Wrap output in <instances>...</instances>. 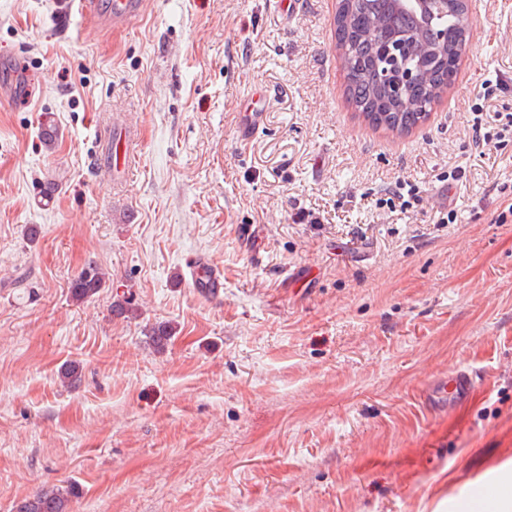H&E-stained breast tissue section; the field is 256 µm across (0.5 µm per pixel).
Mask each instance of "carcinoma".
I'll use <instances>...</instances> for the list:
<instances>
[{"label":"carcinoma","instance_id":"obj_1","mask_svg":"<svg viewBox=\"0 0 512 512\" xmlns=\"http://www.w3.org/2000/svg\"><path fill=\"white\" fill-rule=\"evenodd\" d=\"M437 29L448 31L438 42ZM336 48L345 72L349 103L373 126L404 133L423 122L427 112L452 85L468 42L463 0H345L334 30ZM413 70L416 82L394 95L390 85ZM40 137L49 148L58 140L51 117L40 125ZM106 284V275L90 262L70 285V297L88 302ZM174 328L159 323L149 331V343L162 352ZM67 491L42 490L16 504V512H67Z\"/></svg>","mask_w":512,"mask_h":512}]
</instances>
